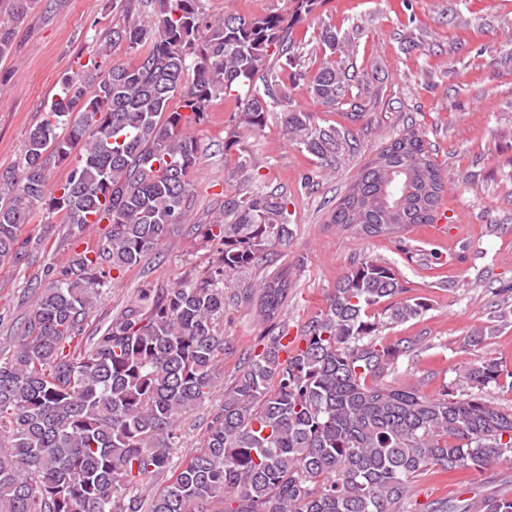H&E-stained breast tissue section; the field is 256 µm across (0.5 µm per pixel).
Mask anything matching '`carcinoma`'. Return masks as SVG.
I'll return each instance as SVG.
<instances>
[{
  "label": "carcinoma",
  "mask_w": 512,
  "mask_h": 512,
  "mask_svg": "<svg viewBox=\"0 0 512 512\" xmlns=\"http://www.w3.org/2000/svg\"><path fill=\"white\" fill-rule=\"evenodd\" d=\"M324 0H289L288 11L218 20L204 0H157L153 14L112 30L93 51L90 84L62 80L26 137L16 186L0 205V263L20 259L18 236L37 209L71 236L108 224L105 243L72 251L45 284L17 346L0 353V512H142L132 489L166 466L179 421L214 390L224 357L226 278L243 274L288 242V196L255 189L224 201L226 223L196 224L213 259L168 288L147 286L98 336L84 324L98 288L117 281L182 223L199 163L188 129L213 99L249 92L239 124L265 128L283 106L289 140L324 170L357 150L350 130L315 124L290 104L285 66L312 96L341 106L349 69L336 59L346 37L322 36L326 52L309 76L290 30ZM34 0H9L14 22ZM138 54L108 61L112 46ZM65 134H60L59 130ZM363 166L330 223L366 236L432 224L445 177L422 138L394 139ZM71 161L49 184L51 161ZM288 272L239 289L269 324L267 342L214 413L202 448L152 498L148 512H407L411 482L433 469L481 473L512 458V408L484 395L509 381L494 358L466 367L435 396L387 380L423 339L382 341L384 330L423 316L394 267L372 256L336 283L326 309L294 339L277 323ZM439 512H512L492 491Z\"/></svg>",
  "instance_id": "cac0c4a2"
}]
</instances>
